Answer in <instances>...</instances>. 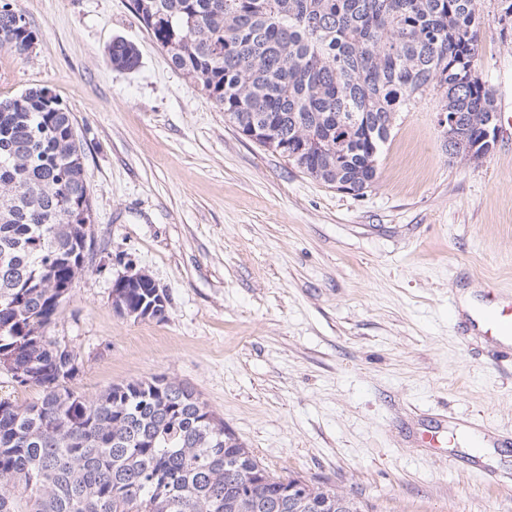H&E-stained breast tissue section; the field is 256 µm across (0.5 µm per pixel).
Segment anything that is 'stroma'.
Returning <instances> with one entry per match:
<instances>
[{"label": "stroma", "mask_w": 512, "mask_h": 512, "mask_svg": "<svg viewBox=\"0 0 512 512\" xmlns=\"http://www.w3.org/2000/svg\"><path fill=\"white\" fill-rule=\"evenodd\" d=\"M38 33L0 50V99L48 87L74 117L95 256L50 328L78 392L163 376L193 387L277 473L342 488L369 512H512L459 438L419 424L472 418L512 435V366L466 325L458 292L512 294V132L477 165L449 160L441 98L402 110L357 197L303 174L224 121L174 71L132 0H16ZM477 72L512 110V21L479 0ZM138 68L106 61L112 40ZM168 301L163 322L112 307L127 266ZM107 59L113 67L131 70L139 63V52L134 44L124 39H115L108 48Z\"/></svg>", "instance_id": "35a3bbf8"}]
</instances>
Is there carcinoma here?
I'll return each mask as SVG.
<instances>
[{
  "instance_id": "obj_1",
  "label": "carcinoma",
  "mask_w": 512,
  "mask_h": 512,
  "mask_svg": "<svg viewBox=\"0 0 512 512\" xmlns=\"http://www.w3.org/2000/svg\"><path fill=\"white\" fill-rule=\"evenodd\" d=\"M477 0H133L171 68L224 119L302 173L364 194L394 116L441 94L449 159L481 152L492 89L473 76ZM37 32L0 0V50L29 57ZM108 62L131 70L134 44ZM48 88L0 100V358L35 402L0 398V512H289L301 484L333 512L336 489L283 476L233 443L194 389L153 377L88 398L48 336L69 298L92 209L72 113ZM132 310L167 318L156 289L125 288Z\"/></svg>"
}]
</instances>
